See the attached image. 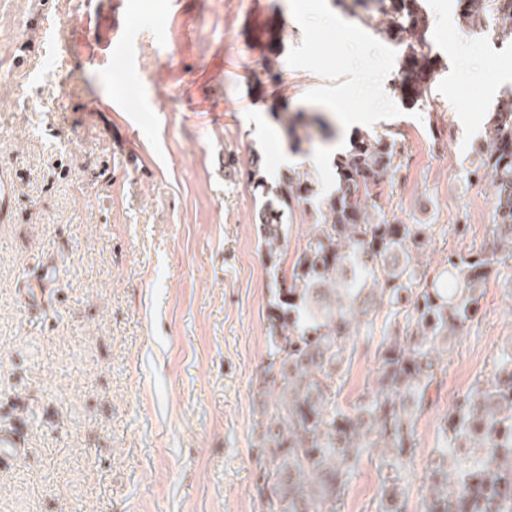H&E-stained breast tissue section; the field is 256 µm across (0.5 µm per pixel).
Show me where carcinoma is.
I'll return each instance as SVG.
<instances>
[{"mask_svg":"<svg viewBox=\"0 0 512 512\" xmlns=\"http://www.w3.org/2000/svg\"><path fill=\"white\" fill-rule=\"evenodd\" d=\"M401 48L395 90L426 101L436 80L421 0H332ZM473 33L512 46V0H455ZM378 24H372V20ZM271 113L288 148L313 145L308 129L331 124L320 113ZM399 134L359 133L333 158L336 186L322 192L308 169L288 167L273 182L263 160L246 176L262 203L254 215L274 288L267 310V359L257 383L256 443L266 512H340L366 457L378 454L385 476L377 512H408V476L417 424L440 393L452 341L480 308L490 272L512 259V92L503 95L469 163V175L493 189V211L477 251L448 253L444 266L422 261L432 224H408L378 203L404 163ZM311 211L314 224L291 271L287 217ZM381 327H376L377 317ZM380 331L377 377L349 406L341 392L353 339ZM421 512H512V346L489 376L455 405L433 449Z\"/></svg>","mask_w":512,"mask_h":512,"instance_id":"cac0c4a2","label":"carcinoma"}]
</instances>
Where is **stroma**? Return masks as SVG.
<instances>
[{
  "mask_svg": "<svg viewBox=\"0 0 512 512\" xmlns=\"http://www.w3.org/2000/svg\"><path fill=\"white\" fill-rule=\"evenodd\" d=\"M422 6L439 75L413 105L394 90L398 48L359 21L339 28L331 0H0V172L15 185L0 420L27 438L0 470V512H262L252 394L271 278L244 173L256 153L267 179L286 168L273 99L403 135L408 168L381 203L435 225L430 266L479 245L490 220L492 191L467 166L512 89V49L472 34L454 0ZM274 24L284 51L265 81ZM45 257L57 276L33 312L27 277ZM511 279L512 260L452 343L417 425L409 512L452 405L512 344ZM354 344L345 404L377 369L376 343ZM379 485L364 458L343 512H376Z\"/></svg>",
  "mask_w": 512,
  "mask_h": 512,
  "instance_id": "obj_1",
  "label": "stroma"
}]
</instances>
